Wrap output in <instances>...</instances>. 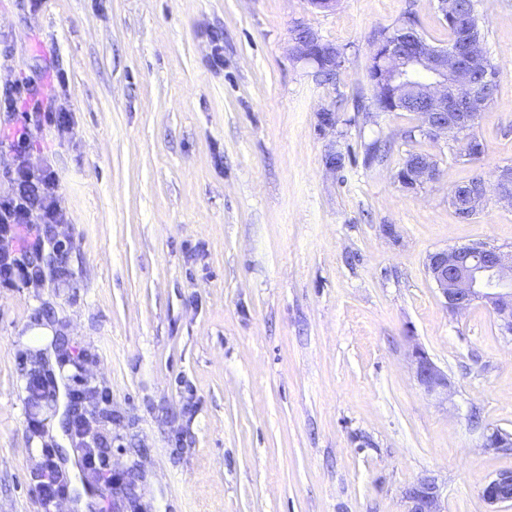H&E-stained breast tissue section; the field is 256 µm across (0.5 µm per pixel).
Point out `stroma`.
Returning <instances> with one entry per match:
<instances>
[{
	"label": "stroma",
	"mask_w": 512,
	"mask_h": 512,
	"mask_svg": "<svg viewBox=\"0 0 512 512\" xmlns=\"http://www.w3.org/2000/svg\"><path fill=\"white\" fill-rule=\"evenodd\" d=\"M475 8L498 89L467 162L414 113L359 106L378 31L411 17L447 46L437 0H0V93L56 74L72 116L28 154L58 177L63 249L41 285L0 289V512H72L36 487L42 448L82 452L77 378L121 477L94 512H404L425 476L446 512H488L483 485L512 471L480 446L512 432V336L485 304L448 313L425 266L512 245V206L448 203L512 164V0ZM299 24L340 49L335 80L295 56ZM411 153L436 183L400 186ZM43 321L55 368L25 338ZM415 345L447 401L416 382ZM411 364L419 386L430 396L447 401L450 382L448 375L438 368L428 354L419 346L409 353Z\"/></svg>",
	"instance_id": "1"
}]
</instances>
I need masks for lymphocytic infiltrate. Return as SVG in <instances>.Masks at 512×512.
I'll use <instances>...</instances> for the list:
<instances>
[{
    "instance_id": "f902f5d3",
    "label": "lymphocytic infiltrate",
    "mask_w": 512,
    "mask_h": 512,
    "mask_svg": "<svg viewBox=\"0 0 512 512\" xmlns=\"http://www.w3.org/2000/svg\"><path fill=\"white\" fill-rule=\"evenodd\" d=\"M0 108L17 113L18 119L0 136V151L12 153V179L16 189L12 195L0 198V288H13L18 283L38 284L45 278L39 262L55 224L64 223L66 214L58 193L59 182L51 167L33 169L26 150L36 137L35 117H44L59 128L71 125L69 111L45 101L37 88L14 87L0 95ZM86 388L71 389L69 401L75 413L71 431L84 445L86 468L112 483V469L97 450L96 422L82 413L80 406Z\"/></svg>"
}]
</instances>
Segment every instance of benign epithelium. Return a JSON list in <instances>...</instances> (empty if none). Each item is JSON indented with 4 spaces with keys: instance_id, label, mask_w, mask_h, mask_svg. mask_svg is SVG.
I'll list each match as a JSON object with an SVG mask.
<instances>
[{
    "instance_id": "benign-epithelium-1",
    "label": "benign epithelium",
    "mask_w": 512,
    "mask_h": 512,
    "mask_svg": "<svg viewBox=\"0 0 512 512\" xmlns=\"http://www.w3.org/2000/svg\"><path fill=\"white\" fill-rule=\"evenodd\" d=\"M447 23L463 30L460 40L446 48L431 45L416 24L381 31L370 63L377 66L374 82L384 100L386 112H413L418 131L432 139H451L462 144L467 161L484 154V146L472 135L479 115L491 103L497 83L495 70L484 49L481 34L463 11L460 0H439ZM293 50L299 59L323 57L324 67L336 69L341 52L322 44L307 27L293 30ZM439 179L437 161L430 155L416 156L397 175L402 188L423 189ZM512 206V165L498 168L494 183L482 178L457 187L449 197L460 217L468 219L481 212L489 193ZM426 270L443 297L448 312L458 315L481 301L490 307L499 330L512 335V246L477 243L431 253ZM419 386L440 401L448 400V375L438 368L419 346L409 353ZM482 447L512 451V434L498 427L483 434ZM482 496L491 510L512 503V473H501L483 486ZM404 512H446L435 479L422 477L404 492Z\"/></svg>"
}]
</instances>
